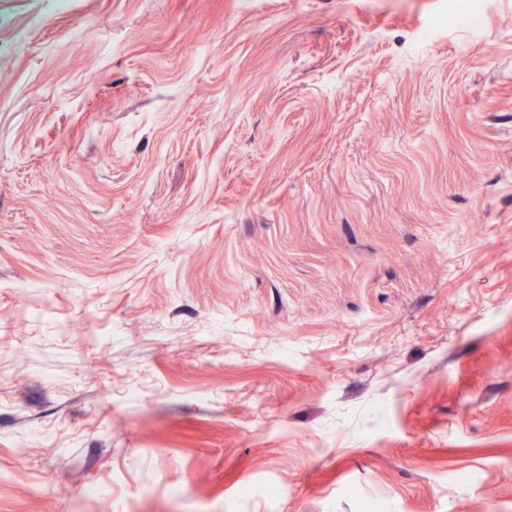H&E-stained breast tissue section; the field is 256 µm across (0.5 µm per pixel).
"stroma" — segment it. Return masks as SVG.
Masks as SVG:
<instances>
[{
  "instance_id": "1",
  "label": "stroma",
  "mask_w": 512,
  "mask_h": 512,
  "mask_svg": "<svg viewBox=\"0 0 512 512\" xmlns=\"http://www.w3.org/2000/svg\"><path fill=\"white\" fill-rule=\"evenodd\" d=\"M1 334L0 512H512V0H0Z\"/></svg>"
}]
</instances>
